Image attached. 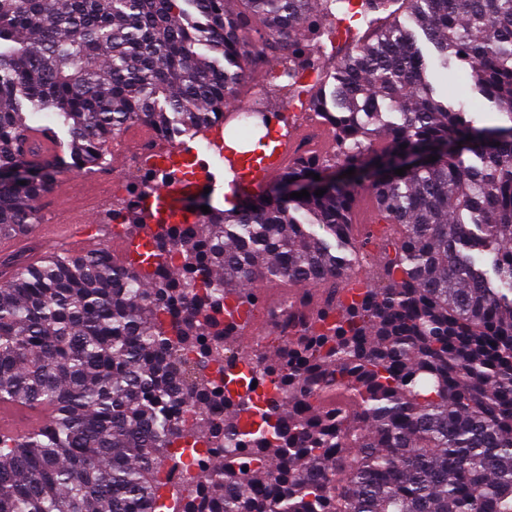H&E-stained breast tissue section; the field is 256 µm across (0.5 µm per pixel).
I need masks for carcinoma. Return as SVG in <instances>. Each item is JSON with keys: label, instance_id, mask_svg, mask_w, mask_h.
I'll list each match as a JSON object with an SVG mask.
<instances>
[{"label": "carcinoma", "instance_id": "1", "mask_svg": "<svg viewBox=\"0 0 512 512\" xmlns=\"http://www.w3.org/2000/svg\"><path fill=\"white\" fill-rule=\"evenodd\" d=\"M340 13L367 31L309 101L333 150L277 178L309 198L155 232L130 202L134 258L0 261V403L47 411L0 432V512H512V0H0V237L129 127L206 131L273 60L293 87ZM42 111L67 128L52 161L25 148ZM363 193L397 229L380 287L356 271ZM259 280L288 283L277 350L228 356Z\"/></svg>", "mask_w": 512, "mask_h": 512}]
</instances>
